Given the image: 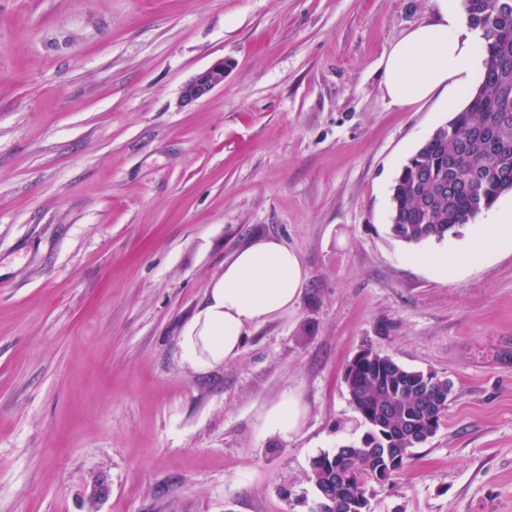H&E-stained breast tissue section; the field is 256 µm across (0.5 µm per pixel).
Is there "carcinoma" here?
Listing matches in <instances>:
<instances>
[{
  "mask_svg": "<svg viewBox=\"0 0 512 512\" xmlns=\"http://www.w3.org/2000/svg\"><path fill=\"white\" fill-rule=\"evenodd\" d=\"M481 32L484 72L466 105L438 126L402 166L390 195L394 236L442 241L471 223L485 203L512 191V0H463ZM345 371L349 402L364 427L358 442L312 458L307 482L315 512H368L377 486L404 469L432 438L452 388L373 349Z\"/></svg>",
  "mask_w": 512,
  "mask_h": 512,
  "instance_id": "1",
  "label": "carcinoma"
}]
</instances>
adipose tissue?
Returning a JSON list of instances; mask_svg holds the SVG:
<instances>
[{
  "label": "adipose tissue",
  "instance_id": "adipose-tissue-1",
  "mask_svg": "<svg viewBox=\"0 0 512 512\" xmlns=\"http://www.w3.org/2000/svg\"><path fill=\"white\" fill-rule=\"evenodd\" d=\"M482 59V40L455 0H430L428 16L384 53V92L399 107L440 89L454 93L472 81ZM305 280L300 256L278 238H257L239 249L184 329L186 362L198 368L235 359L246 329L293 309ZM302 418L301 403L291 395L266 411L260 430L287 435L299 428Z\"/></svg>",
  "mask_w": 512,
  "mask_h": 512
}]
</instances>
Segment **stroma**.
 <instances>
[{"label": "stroma", "mask_w": 512, "mask_h": 512, "mask_svg": "<svg viewBox=\"0 0 512 512\" xmlns=\"http://www.w3.org/2000/svg\"><path fill=\"white\" fill-rule=\"evenodd\" d=\"M429 0H0V512H313L311 459L358 439L373 348L452 399L371 512H512V241L434 272L390 226L407 158L465 106L405 107L381 59ZM224 61L185 106L184 82ZM274 236L295 308L196 370L185 326ZM297 396L300 428L261 434ZM224 71V61L220 60L194 74L182 87V103L190 105L221 87L224 84Z\"/></svg>", "instance_id": "1"}]
</instances>
